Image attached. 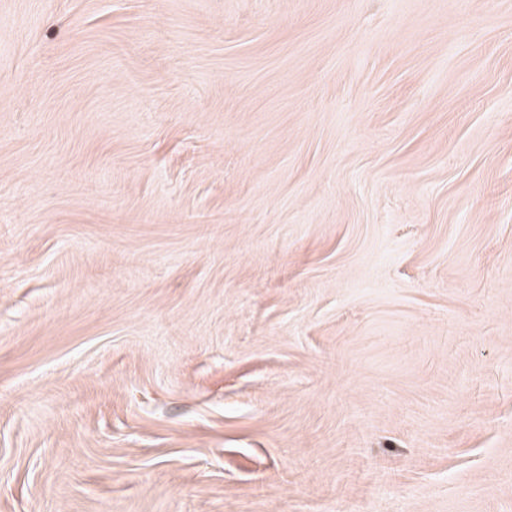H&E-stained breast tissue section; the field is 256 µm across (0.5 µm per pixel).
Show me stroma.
Listing matches in <instances>:
<instances>
[{
    "label": "stroma",
    "instance_id": "1",
    "mask_svg": "<svg viewBox=\"0 0 512 512\" xmlns=\"http://www.w3.org/2000/svg\"><path fill=\"white\" fill-rule=\"evenodd\" d=\"M0 512H512V0H0Z\"/></svg>",
    "mask_w": 512,
    "mask_h": 512
}]
</instances>
